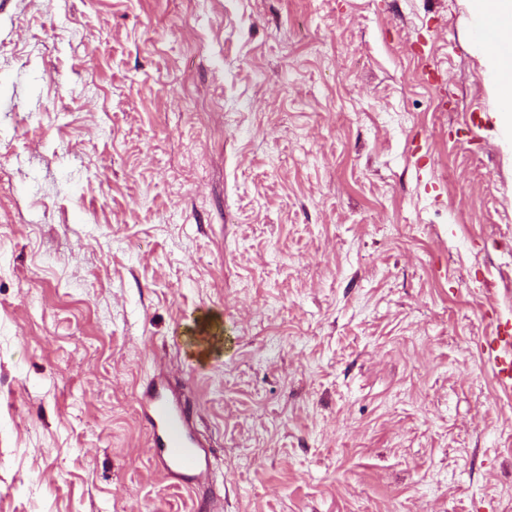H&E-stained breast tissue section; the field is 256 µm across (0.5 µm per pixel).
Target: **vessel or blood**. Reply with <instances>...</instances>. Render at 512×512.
Segmentation results:
<instances>
[{"label": "vessel or blood", "instance_id": "obj_1", "mask_svg": "<svg viewBox=\"0 0 512 512\" xmlns=\"http://www.w3.org/2000/svg\"><path fill=\"white\" fill-rule=\"evenodd\" d=\"M193 324V345L211 350L216 333L209 314L198 316ZM482 353L498 384L511 389L512 325H503L495 335L485 337ZM139 405L167 473L185 482L196 478L209 459L203 444L193 435L180 401L165 386L156 384L140 399Z\"/></svg>", "mask_w": 512, "mask_h": 512}]
</instances>
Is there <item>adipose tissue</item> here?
<instances>
[{
	"instance_id": "ef3b65f1",
	"label": "adipose tissue",
	"mask_w": 512,
	"mask_h": 512,
	"mask_svg": "<svg viewBox=\"0 0 512 512\" xmlns=\"http://www.w3.org/2000/svg\"><path fill=\"white\" fill-rule=\"evenodd\" d=\"M496 126L512 133V0H463Z\"/></svg>"
}]
</instances>
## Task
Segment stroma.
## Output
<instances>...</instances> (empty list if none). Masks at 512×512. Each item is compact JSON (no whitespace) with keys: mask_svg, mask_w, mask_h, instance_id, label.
Returning a JSON list of instances; mask_svg holds the SVG:
<instances>
[{"mask_svg":"<svg viewBox=\"0 0 512 512\" xmlns=\"http://www.w3.org/2000/svg\"><path fill=\"white\" fill-rule=\"evenodd\" d=\"M489 109L461 0H8L0 512H512ZM209 319V314L204 313L193 320L194 329L192 333L194 336H191V344L200 349V354L205 350L211 351L217 338V333L213 331L216 325H213ZM482 353L491 365L494 377L504 389L512 388V325L508 322L493 336H486ZM139 405L167 473L186 483L196 478L209 459L204 445L193 435L180 401L165 386L155 384L139 399Z\"/></svg>","mask_w":512,"mask_h":512,"instance_id":"obj_1","label":"stroma"}]
</instances>
